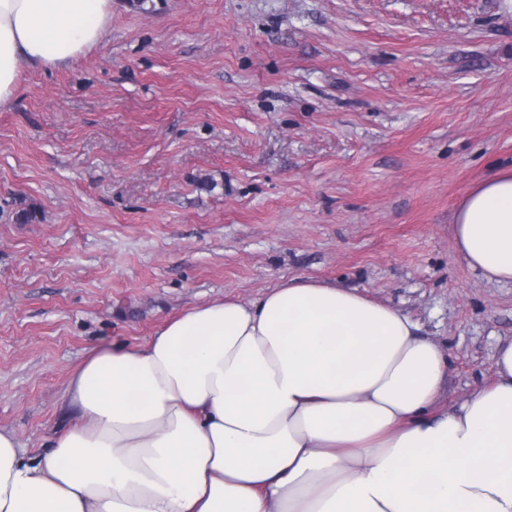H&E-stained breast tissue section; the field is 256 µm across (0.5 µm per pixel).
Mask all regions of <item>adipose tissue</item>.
<instances>
[{"instance_id": "ef3b65f1", "label": "adipose tissue", "mask_w": 512, "mask_h": 512, "mask_svg": "<svg viewBox=\"0 0 512 512\" xmlns=\"http://www.w3.org/2000/svg\"><path fill=\"white\" fill-rule=\"evenodd\" d=\"M111 16L112 0H0V107ZM454 235L512 282V167L465 195ZM448 366L408 315L316 278L216 300L94 352L45 455L0 429V512H512V339L451 407Z\"/></svg>"}]
</instances>
